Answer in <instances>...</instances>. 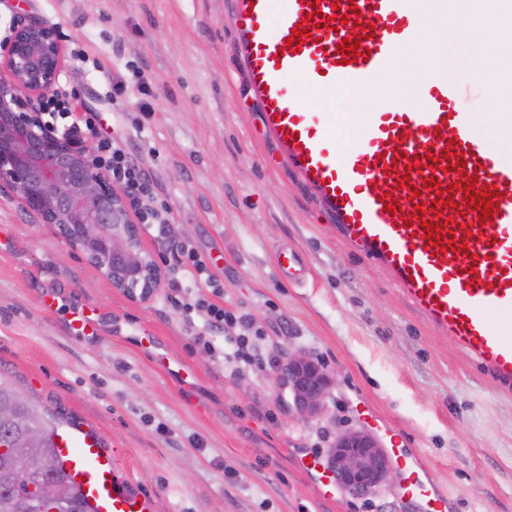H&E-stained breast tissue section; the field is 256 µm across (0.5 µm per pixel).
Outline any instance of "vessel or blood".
I'll return each instance as SVG.
<instances>
[{
	"instance_id": "vessel-or-blood-1",
	"label": "vessel or blood",
	"mask_w": 512,
	"mask_h": 512,
	"mask_svg": "<svg viewBox=\"0 0 512 512\" xmlns=\"http://www.w3.org/2000/svg\"><path fill=\"white\" fill-rule=\"evenodd\" d=\"M422 0H237L230 22L264 108V126L283 161L336 218V231L364 259L384 267L414 309L478 361L505 391L512 390V157L475 135L472 116L459 108L458 88L432 84L422 111L398 107L377 112L363 130L364 143L342 156L331 154L326 123L312 121L287 94L288 83L308 87L363 86L386 74L392 55L415 33ZM344 17L334 25L333 16ZM373 25L361 39L357 61L337 54L350 26ZM305 26L301 52L287 45ZM411 187H404L402 179ZM450 187L452 206L436 205L430 182ZM494 196V215L482 220L469 205L465 185ZM393 195L396 213L385 210ZM426 209L416 223V208ZM453 222L440 230L456 251L440 252L426 237L425 223ZM61 460L94 512H154L132 488L119 463L88 430L62 428L56 438ZM389 455L403 480V496L421 512H447V499L422 477L417 455L390 441Z\"/></svg>"
}]
</instances>
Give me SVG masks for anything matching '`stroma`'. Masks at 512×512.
Listing matches in <instances>:
<instances>
[{
    "instance_id": "obj_1",
    "label": "stroma",
    "mask_w": 512,
    "mask_h": 512,
    "mask_svg": "<svg viewBox=\"0 0 512 512\" xmlns=\"http://www.w3.org/2000/svg\"><path fill=\"white\" fill-rule=\"evenodd\" d=\"M236 0H27L54 28L73 91L68 122L95 112L148 175L170 230L212 263L226 310L249 315V352L262 368L233 372L205 350L204 317L171 299L175 253L150 234L163 285L148 300L113 288L52 224L0 192V371L61 422L83 425L131 473L155 512H416L398 481L355 498L322 495L302 458L326 461L341 429L390 436L419 458L448 512H512V392L402 295L389 273L336 233L333 217L281 159L262 120L230 24ZM151 74L148 95L136 72ZM127 94L111 99L113 82ZM347 149L348 103L300 92ZM149 111H141V103ZM295 250L283 273L279 246ZM57 298L54 312L40 304ZM99 310L103 335L68 331L78 309ZM317 358L334 382L323 410H293L277 367ZM190 373L181 382L157 361Z\"/></svg>"
}]
</instances>
